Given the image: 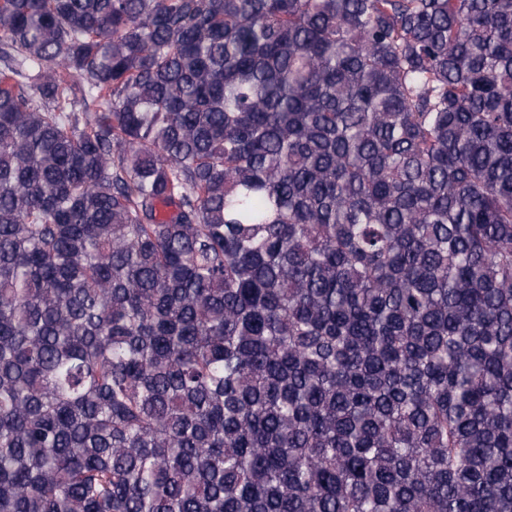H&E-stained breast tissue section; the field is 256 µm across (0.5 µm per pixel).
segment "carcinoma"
Returning a JSON list of instances; mask_svg holds the SVG:
<instances>
[{
  "label": "carcinoma",
  "instance_id": "carcinoma-1",
  "mask_svg": "<svg viewBox=\"0 0 512 512\" xmlns=\"http://www.w3.org/2000/svg\"><path fill=\"white\" fill-rule=\"evenodd\" d=\"M0 512H512V0H0Z\"/></svg>",
  "mask_w": 512,
  "mask_h": 512
}]
</instances>
